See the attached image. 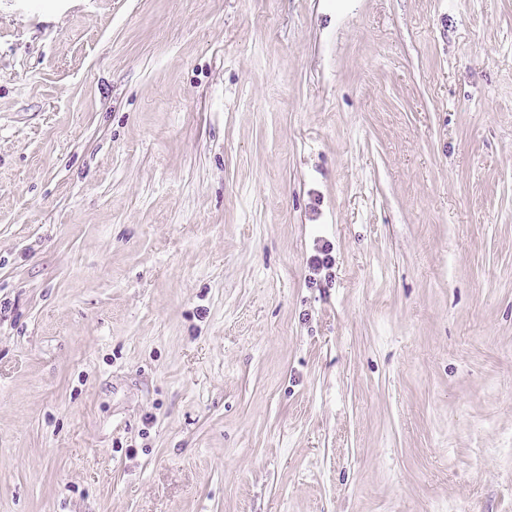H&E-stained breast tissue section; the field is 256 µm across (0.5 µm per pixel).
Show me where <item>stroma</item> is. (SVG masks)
I'll list each match as a JSON object with an SVG mask.
<instances>
[{"label":"stroma","instance_id":"35a3bbf8","mask_svg":"<svg viewBox=\"0 0 512 512\" xmlns=\"http://www.w3.org/2000/svg\"><path fill=\"white\" fill-rule=\"evenodd\" d=\"M0 512H512V0H0Z\"/></svg>","mask_w":512,"mask_h":512}]
</instances>
